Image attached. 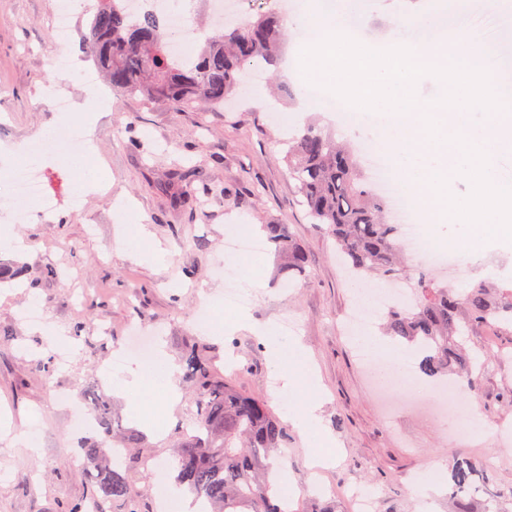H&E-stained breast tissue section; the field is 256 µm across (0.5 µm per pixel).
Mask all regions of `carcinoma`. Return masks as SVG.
Masks as SVG:
<instances>
[{
	"mask_svg": "<svg viewBox=\"0 0 512 512\" xmlns=\"http://www.w3.org/2000/svg\"><path fill=\"white\" fill-rule=\"evenodd\" d=\"M250 2L243 23L206 37L188 63L170 51L155 17L133 22L119 0H101L87 44L112 90L179 109L214 110L236 94L247 70L278 61L281 17L264 9L261 0ZM286 162L309 216L328 226L344 264L357 274L385 279L407 272L399 225L386 220L387 201L366 187L367 176L352 150L308 124L288 140ZM263 231L266 243L283 259L279 275L289 281L303 276L308 257L286 225L265 224ZM417 274L414 304L387 309L384 332L417 353L422 379L454 376L470 388L480 376V356L466 348V337L490 323L512 330V287L486 279L458 290L439 288L424 270ZM182 362L196 429L183 433L177 444L176 483L210 512H284L271 481L273 456L286 443L281 421L263 399L216 379L198 350H187ZM92 411L107 439L79 445L88 479L86 501L119 502L122 512H143L130 470L141 458L114 453L137 447L138 438L114 433L106 397L95 396ZM491 473L480 455L453 461L448 485L457 512H473L472 498L478 493L486 504L512 496L490 480Z\"/></svg>",
	"mask_w": 512,
	"mask_h": 512,
	"instance_id": "cac0c4a2",
	"label": "carcinoma"
}]
</instances>
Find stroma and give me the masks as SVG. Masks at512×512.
<instances>
[{
	"label": "stroma",
	"mask_w": 512,
	"mask_h": 512,
	"mask_svg": "<svg viewBox=\"0 0 512 512\" xmlns=\"http://www.w3.org/2000/svg\"><path fill=\"white\" fill-rule=\"evenodd\" d=\"M284 18L288 42L283 59L298 64L308 41L297 29V15L312 10L313 0H274ZM416 0H360L349 21L370 40L390 38L399 17ZM59 0H0V183L7 182L18 150L48 137L57 118L39 102L48 86H67L75 106L85 105L82 72L93 67L84 46L90 14L74 18L65 49H58L50 18ZM71 62L68 71L50 67L56 51ZM286 92L273 95L267 76L254 77L246 93L218 112L179 110L168 103L113 95L107 111L93 112V130L102 167L98 181L123 197L131 216L110 210L104 193H91L74 211L60 207L49 217L19 214L0 222V234L23 241L25 248L0 250V259L22 265V287L0 284V512H60L62 503L82 500L87 492L85 467L75 453L77 439H98L92 429L76 435L67 407L55 404L63 391L72 402L88 405L99 393L98 366L113 359L133 326H144L152 349L180 362L195 348L213 365L215 377L240 391L264 397L287 423L284 456L274 470L287 471L302 496L292 508L301 512L307 497L342 505L338 493L356 483L377 490L376 512H453L447 494L424 499L417 484L432 467L447 470L457 458L477 451L498 455L492 473L501 487H512V335L492 328L475 336L504 357L500 367L483 374L471 390L454 394L456 402L477 401L483 446L455 440L456 420L436 417L426 407H406L386 421L357 361V343L344 328V318L360 306L368 279L347 276L336 259L325 227L313 224L284 161L288 140L306 119L336 140L349 143L356 155L373 149L369 124L342 123L320 101L299 104V88L287 74ZM179 168L199 171L205 184L238 186L237 201H214L198 195L192 208L172 203L170 175ZM258 231L264 224H284L307 253L309 264L296 287L274 282L275 257L258 258L252 292L254 303L242 310L224 305V236L231 225ZM166 250L150 265L135 258L130 241L139 228ZM205 239L197 247L195 239ZM453 267L426 264L437 286L460 287L486 278L512 284V242L487 240L476 252H452ZM39 300L46 327L59 335L50 341L29 327L20 312ZM298 320L296 331L280 329L283 318ZM278 337L282 345L300 342L323 392L319 431L331 441L333 466L313 471L308 457L312 435L288 423L286 402L273 381L271 352L259 331ZM72 351L65 368L54 365L60 347ZM52 364L50 377L36 362ZM194 410L188 390L175 405L156 402L148 417L158 428L146 435L145 455L158 465L153 474L135 473L140 495L152 499L155 486H170L174 468V429ZM40 420L38 453L24 448L31 416Z\"/></svg>",
	"instance_id": "stroma-1"
}]
</instances>
